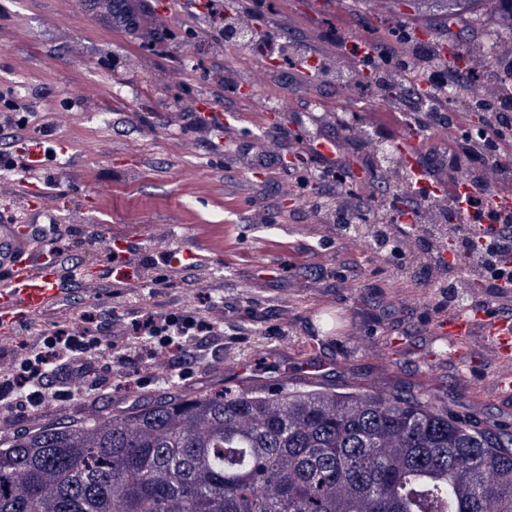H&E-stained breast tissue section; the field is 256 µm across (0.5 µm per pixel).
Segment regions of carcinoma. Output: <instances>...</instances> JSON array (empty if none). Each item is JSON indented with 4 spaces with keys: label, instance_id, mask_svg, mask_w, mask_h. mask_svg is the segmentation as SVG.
<instances>
[{
    "label": "carcinoma",
    "instance_id": "obj_1",
    "mask_svg": "<svg viewBox=\"0 0 512 512\" xmlns=\"http://www.w3.org/2000/svg\"><path fill=\"white\" fill-rule=\"evenodd\" d=\"M0 512H512V434L416 396L234 386L9 441Z\"/></svg>",
    "mask_w": 512,
    "mask_h": 512
}]
</instances>
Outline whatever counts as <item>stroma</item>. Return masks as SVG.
Segmentation results:
<instances>
[{
	"label": "stroma",
	"mask_w": 512,
	"mask_h": 512,
	"mask_svg": "<svg viewBox=\"0 0 512 512\" xmlns=\"http://www.w3.org/2000/svg\"><path fill=\"white\" fill-rule=\"evenodd\" d=\"M224 15L253 27L279 47L257 59L234 40L213 37L207 12L175 0H135V26L113 17L107 0H0V122L21 115L26 139L51 125L67 153L45 174L48 213L76 227L56 245L83 277L73 279L52 310L18 327L0 345V367L36 337L83 316L111 313L130 326L136 309L194 305L224 325V343L205 364L170 376L137 359L100 379L96 400L83 395L32 410L12 406L5 430L21 437L48 425L121 414L162 396H194L235 385L238 368L254 384L308 381L418 395L480 425L512 430V391L496 390L501 370L490 346L445 339L448 319L439 289L413 275L391 273L392 259L338 238L317 207L336 208L322 188L325 168L366 169L360 191L406 193L408 182L385 183L377 144L413 143L417 158L443 151L431 133L400 123L393 97L362 88L358 57L341 48L350 36L404 52L402 35L424 33L431 46L454 41L474 78L456 88L455 111L467 123V102L494 95L493 61L512 59V38L498 35L496 0L448 19V0H223ZM319 67L303 77L297 46ZM349 80H339V73ZM211 111L238 109L240 124H202ZM287 116L274 120L269 102ZM109 124H100V116ZM285 138L272 139L274 129ZM335 140L336 165L313 154ZM136 244L133 280L101 278L107 246ZM205 256L191 277L164 261L176 242ZM164 284L148 294L143 284Z\"/></svg>",
	"instance_id": "stroma-1"
}]
</instances>
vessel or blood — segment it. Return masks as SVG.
<instances>
[{
    "instance_id": "vessel-or-blood-1",
    "label": "vessel or blood",
    "mask_w": 512,
    "mask_h": 512,
    "mask_svg": "<svg viewBox=\"0 0 512 512\" xmlns=\"http://www.w3.org/2000/svg\"><path fill=\"white\" fill-rule=\"evenodd\" d=\"M28 191H36L46 169V154L38 141L23 149ZM70 274L58 262L49 240H34L29 225H0V336L54 307L64 294ZM448 335L456 340L480 336L491 340L502 362L498 385L512 388V322L477 312L448 321Z\"/></svg>"
}]
</instances>
